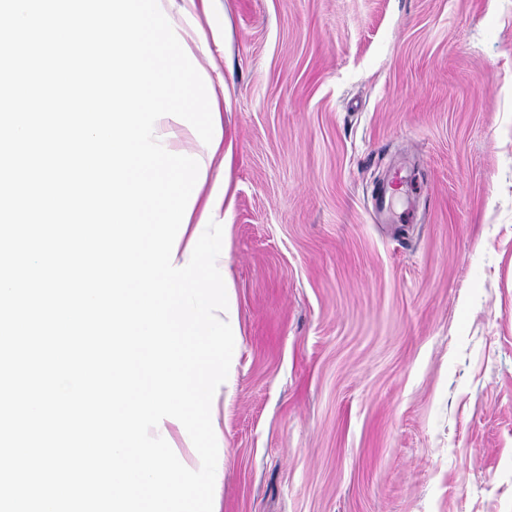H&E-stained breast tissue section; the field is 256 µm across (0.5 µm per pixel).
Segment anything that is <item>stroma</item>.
<instances>
[{"label":"stroma","mask_w":512,"mask_h":512,"mask_svg":"<svg viewBox=\"0 0 512 512\" xmlns=\"http://www.w3.org/2000/svg\"><path fill=\"white\" fill-rule=\"evenodd\" d=\"M220 512H512V0H215Z\"/></svg>","instance_id":"35a3bbf8"}]
</instances>
